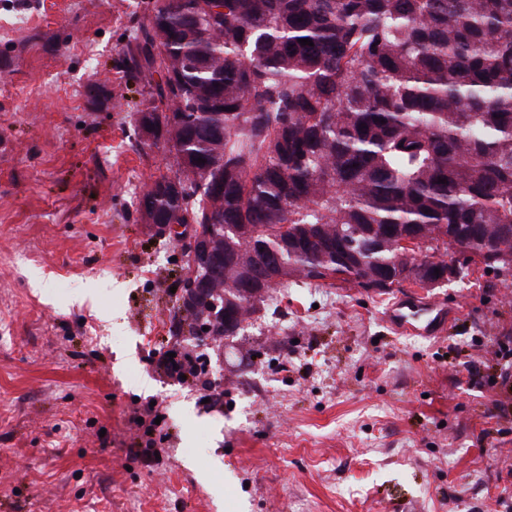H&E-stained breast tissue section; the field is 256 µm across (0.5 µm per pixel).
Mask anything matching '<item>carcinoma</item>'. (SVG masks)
<instances>
[{"mask_svg":"<svg viewBox=\"0 0 512 512\" xmlns=\"http://www.w3.org/2000/svg\"><path fill=\"white\" fill-rule=\"evenodd\" d=\"M131 61L152 146L182 159L180 187L157 178L140 206L224 226L204 335H236L268 300L239 291L260 253L283 288L435 285L475 257L512 274V0H154ZM406 235L427 238L418 254Z\"/></svg>","mask_w":512,"mask_h":512,"instance_id":"1","label":"carcinoma"}]
</instances>
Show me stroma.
I'll use <instances>...</instances> for the list:
<instances>
[{
	"label": "stroma",
	"mask_w": 512,
	"mask_h": 512,
	"mask_svg": "<svg viewBox=\"0 0 512 512\" xmlns=\"http://www.w3.org/2000/svg\"><path fill=\"white\" fill-rule=\"evenodd\" d=\"M148 6L0 0V512H512V277L419 290L448 310L436 336L388 321L399 292L322 281L238 335L178 332L183 248L139 212L175 173L135 133ZM171 349L221 403L158 368Z\"/></svg>",
	"instance_id": "stroma-1"
}]
</instances>
